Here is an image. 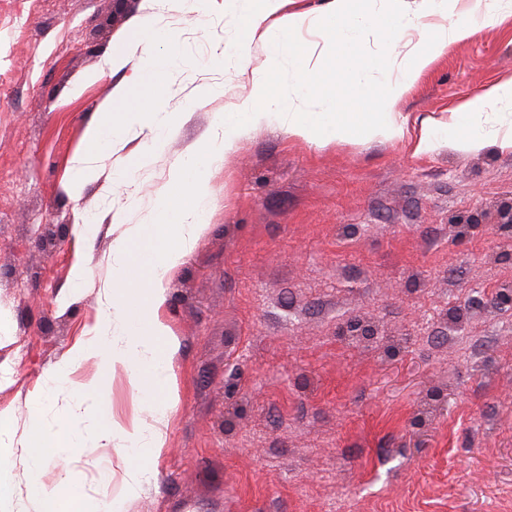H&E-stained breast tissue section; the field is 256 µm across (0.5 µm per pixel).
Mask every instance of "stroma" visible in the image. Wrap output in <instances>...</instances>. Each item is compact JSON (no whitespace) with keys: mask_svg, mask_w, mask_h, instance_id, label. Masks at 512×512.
Returning <instances> with one entry per match:
<instances>
[{"mask_svg":"<svg viewBox=\"0 0 512 512\" xmlns=\"http://www.w3.org/2000/svg\"><path fill=\"white\" fill-rule=\"evenodd\" d=\"M142 25L176 55L156 103L175 127L123 179L99 149V179L73 198V159L139 67ZM235 27L225 0H0V412L16 445L35 408L86 437L40 466L63 505L119 493L129 466L67 402L94 381L110 419L147 415L125 368L102 375L93 357L45 391L97 324L114 242L151 222L170 168L250 93L251 70L288 80L258 40L237 71ZM510 77L512 14L450 45L396 102L403 138L317 145L270 123L224 156L205 230L165 283L179 407L125 512H512V306L498 300L512 255L494 231L512 151L418 148ZM82 212L97 218L84 238Z\"/></svg>","mask_w":512,"mask_h":512,"instance_id":"stroma-1","label":"stroma"}]
</instances>
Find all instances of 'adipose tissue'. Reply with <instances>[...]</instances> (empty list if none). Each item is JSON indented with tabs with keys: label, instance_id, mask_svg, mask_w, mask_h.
Masks as SVG:
<instances>
[{
	"label": "adipose tissue",
	"instance_id": "1",
	"mask_svg": "<svg viewBox=\"0 0 512 512\" xmlns=\"http://www.w3.org/2000/svg\"><path fill=\"white\" fill-rule=\"evenodd\" d=\"M226 2L238 23L234 43L237 67L246 69L252 42L262 39L270 58L287 59L293 71L294 94L318 100L319 108L309 112L286 109L276 75L266 70L253 72L251 93L222 113L204 150L171 168L160 193L156 220L127 226L115 241L113 284L105 288L99 301L98 327L77 352L54 368L46 389L53 392L63 388L72 365L92 356L105 372L124 366L131 386L142 394L149 417L126 427L98 419L96 440L107 445L121 440V453L134 458L135 463L118 495L87 501L79 512H123L126 501L137 497L153 477L149 461L163 443L161 425L169 421L177 406L171 394L170 330L161 317L163 283L192 251L203 229L210 196L208 174L227 149L250 129L272 122L286 127L290 135L315 143L402 138L405 129L391 111L393 103L449 44L464 40L475 27L494 21L506 0H470L464 12L458 9L460 0H380L376 9L370 0H332L327 10L315 15L284 13L286 0ZM306 30L314 31L332 49L322 69L311 70L303 64L305 54L298 42ZM371 36L381 42L385 53L399 50L405 57L402 67L389 72L380 83L369 80L374 66L361 52L363 41ZM133 40L141 48L143 63L120 92L118 107L101 112L90 129L92 150L75 161V177L69 187L73 197H80L85 186L98 177L95 146L114 135L145 134L158 149L172 126L168 120L145 123L141 117L149 112L145 100L159 94L175 57L156 52L150 28L135 30ZM336 82L351 103L349 111H340L335 93L328 90ZM500 101L512 102V79L462 104L447 124L421 137L419 149L445 143L476 151L492 141L512 150V128L501 131L477 120L480 111ZM73 441L70 431H50L39 410H32L29 439L22 449L9 444L0 448V512L15 509L11 459L16 452H23L36 466L44 456L69 447Z\"/></svg>",
	"mask_w": 512,
	"mask_h": 512
}]
</instances>
